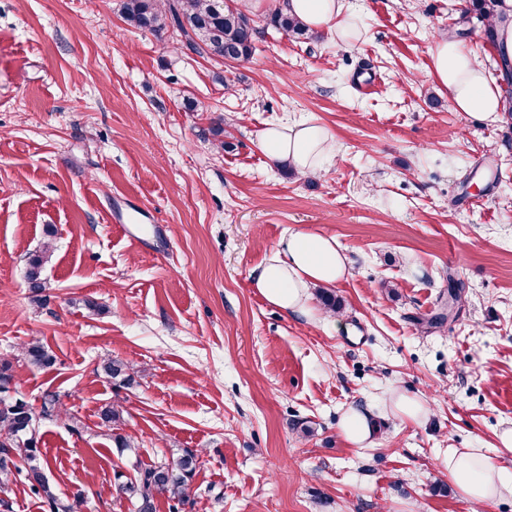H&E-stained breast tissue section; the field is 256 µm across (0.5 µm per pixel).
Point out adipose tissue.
<instances>
[{
    "label": "adipose tissue",
    "mask_w": 512,
    "mask_h": 512,
    "mask_svg": "<svg viewBox=\"0 0 512 512\" xmlns=\"http://www.w3.org/2000/svg\"><path fill=\"white\" fill-rule=\"evenodd\" d=\"M288 8L309 28H328L339 37L353 18L345 0H288ZM431 58V75L447 90L456 111L477 112L488 123L501 119L508 107L502 89L459 42L441 38ZM261 146L273 163L315 175L331 163L335 141L327 127L297 121L270 125L261 136ZM349 271L348 259L334 236L297 232L278 241L271 257L253 271L251 284L272 305L308 317L313 312L310 288L335 285ZM388 412L402 421L418 423L426 418L428 408L425 401L401 396L391 399L386 409L379 405L350 409L340 424L343 438L363 448L372 445L379 421ZM440 464L475 505L512 494V466L500 464L485 449L452 448L441 457Z\"/></svg>",
    "instance_id": "adipose-tissue-1"
}]
</instances>
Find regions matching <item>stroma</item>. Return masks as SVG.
<instances>
[{"label": "stroma", "mask_w": 512, "mask_h": 512, "mask_svg": "<svg viewBox=\"0 0 512 512\" xmlns=\"http://www.w3.org/2000/svg\"><path fill=\"white\" fill-rule=\"evenodd\" d=\"M122 3L0 0V362L17 397L68 411L39 421L56 494L136 512L120 484L191 449L182 512H472L438 458L484 448L512 466V121L455 111L430 50L459 35L494 73L484 29L464 28V0H347L350 42L298 40L261 0L254 55L227 64L130 26ZM286 119L334 135L321 175L264 154ZM49 224L36 292L26 257ZM296 231L351 262L336 315L319 289L308 319L251 285ZM35 339L51 368L25 362ZM107 357L133 381L106 377ZM393 389L426 420L348 443L343 415ZM108 403L136 447L101 436Z\"/></svg>", "instance_id": "1"}]
</instances>
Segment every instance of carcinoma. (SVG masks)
Listing matches in <instances>:
<instances>
[{"instance_id": "cac0c4a2", "label": "carcinoma", "mask_w": 512, "mask_h": 512, "mask_svg": "<svg viewBox=\"0 0 512 512\" xmlns=\"http://www.w3.org/2000/svg\"><path fill=\"white\" fill-rule=\"evenodd\" d=\"M231 0H125L123 14L133 26L151 31L158 36L170 29L180 37L182 46L200 57H215L236 62L249 60L255 50L254 27L251 19L240 8L230 5ZM492 0H466L462 21L477 20L485 27L488 38H493L490 23ZM273 26L295 38H315L297 17L278 12L272 17ZM46 240L39 252L27 258L25 277L30 287L45 288L44 268L52 252L53 227L45 229ZM24 359L31 365L49 368L54 358L43 342L36 340L23 348ZM108 377L119 376L133 380L131 366L121 360L109 358L102 364ZM99 429L118 448L134 447V440L120 430L123 409L118 404H107L99 414ZM12 440L9 447L0 445V503L8 505L7 497L17 474H24L30 490L40 495L49 505L50 512H76L79 499L63 501L50 484L46 473L48 461L38 447L37 416L23 399L0 395V436ZM197 468L196 454L185 452L173 464L158 463L139 472V476L126 484L125 492L137 501V512H156L155 497L167 495L174 502L172 512L188 501L190 480Z\"/></svg>"}]
</instances>
